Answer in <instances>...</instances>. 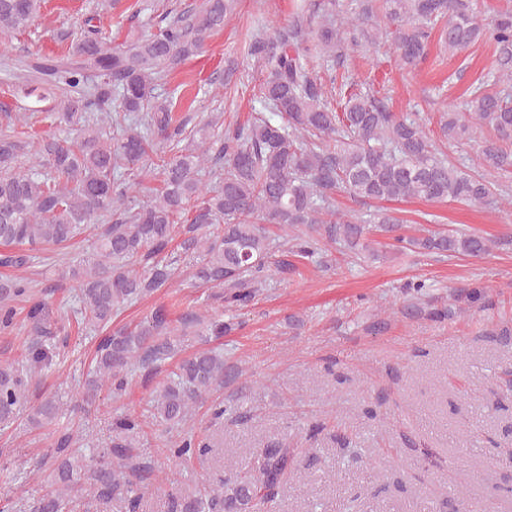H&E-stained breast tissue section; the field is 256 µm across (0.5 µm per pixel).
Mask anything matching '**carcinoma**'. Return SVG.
Instances as JSON below:
<instances>
[{
    "label": "carcinoma",
    "instance_id": "carcinoma-1",
    "mask_svg": "<svg viewBox=\"0 0 512 512\" xmlns=\"http://www.w3.org/2000/svg\"><path fill=\"white\" fill-rule=\"evenodd\" d=\"M232 0H204L198 10L161 19L155 32L130 44L112 45L99 14L85 17L80 35L65 54L41 57L33 65L38 79L65 94L63 111L47 117L59 134L33 140L26 117H8L0 130V331L14 327L16 306L28 305L25 345L20 355L0 363V429L12 427L27 407L33 381L56 365L67 326L50 304L34 297L36 253L62 247L91 234L89 256L67 266L63 276L79 283L75 319L87 332H101L93 377L80 394L86 406L102 389L120 394L128 375L151 378L178 359L150 400L151 417L182 427L224 384V354L216 349L181 357L188 342L222 336L234 324L191 309L171 319L160 308L133 326L110 329L125 306L171 287L180 263L189 264V288H222L230 305L254 299L267 272L287 281L300 274L289 257L332 260L336 246L358 260L379 257L377 241L394 253L482 257L493 244L512 245L459 229L400 234V219L385 208L365 212L335 209V196L347 194L370 205L421 199L490 205L504 197L502 179L512 174V101L490 86L512 81V8L483 19L484 0H382L395 25L394 44L402 65L416 66L432 35L455 54L479 41L493 43L497 68L472 86L467 112H443L440 131L458 145L487 131L474 158L452 160L429 138L415 112H392L373 94L352 91L348 76L330 77L347 91L337 107L309 68L308 16L267 39L257 36L250 54L267 76L261 86L268 112L223 131L210 122L191 124L173 112V100L156 93L160 73L170 72L198 54L224 27ZM40 0H0V35L26 30ZM317 9L332 18L344 15L352 31L362 30L371 13L323 0ZM314 39L329 57L341 52L336 31L321 26ZM97 74L88 83L87 73ZM115 125L113 133L106 126ZM34 155L23 167L19 157ZM159 179L140 197L131 178ZM283 232L281 251L265 225ZM60 402L34 408L37 426L57 421ZM146 421L127 414L115 419L108 450L85 458L69 429L56 430L43 458L54 465L49 489L30 512H75L80 502L139 512L143 479L155 472L150 457L130 452L132 435ZM209 438L190 430L173 444L185 461L205 456ZM297 464L284 445L259 449L228 486L224 481L192 493L170 482V512H254L275 502L288 472Z\"/></svg>",
    "mask_w": 512,
    "mask_h": 512
}]
</instances>
